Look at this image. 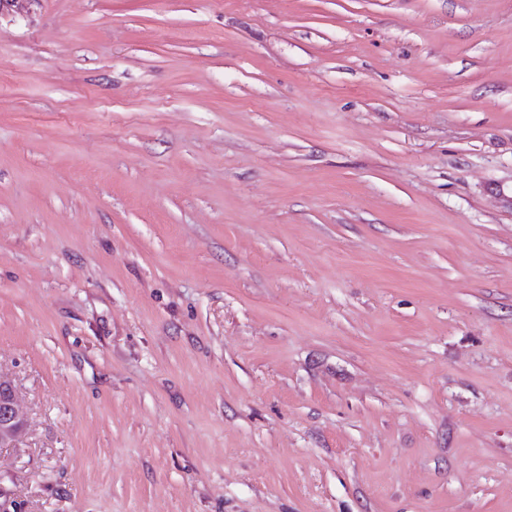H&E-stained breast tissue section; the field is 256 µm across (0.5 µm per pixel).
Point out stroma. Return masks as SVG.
I'll return each instance as SVG.
<instances>
[{
    "label": "stroma",
    "mask_w": 512,
    "mask_h": 512,
    "mask_svg": "<svg viewBox=\"0 0 512 512\" xmlns=\"http://www.w3.org/2000/svg\"><path fill=\"white\" fill-rule=\"evenodd\" d=\"M14 512H512V0L0 18Z\"/></svg>",
    "instance_id": "1"
}]
</instances>
